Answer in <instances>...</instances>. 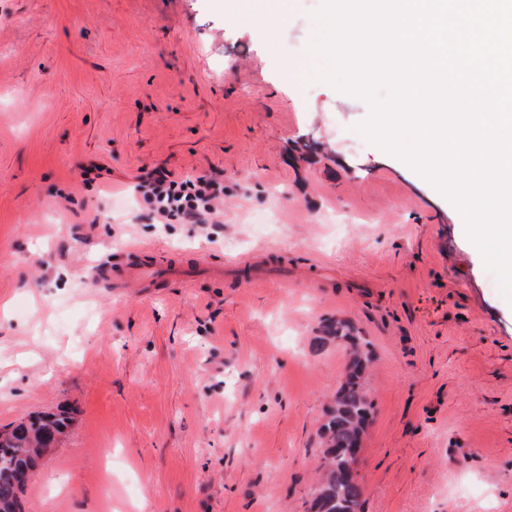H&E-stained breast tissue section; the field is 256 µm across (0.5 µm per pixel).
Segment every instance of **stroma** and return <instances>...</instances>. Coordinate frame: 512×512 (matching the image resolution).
<instances>
[{
    "instance_id": "stroma-1",
    "label": "stroma",
    "mask_w": 512,
    "mask_h": 512,
    "mask_svg": "<svg viewBox=\"0 0 512 512\" xmlns=\"http://www.w3.org/2000/svg\"><path fill=\"white\" fill-rule=\"evenodd\" d=\"M0 0V427L73 421L25 512H307L347 320L364 512H512V304L452 203L317 77L322 0ZM224 186L221 228L134 192ZM160 254L198 267L112 283ZM290 2L280 0L271 11H262L255 14V21L268 39H275L279 29L288 19Z\"/></svg>"
}]
</instances>
